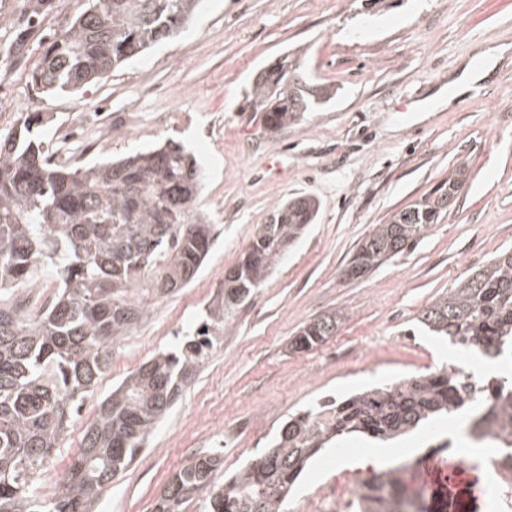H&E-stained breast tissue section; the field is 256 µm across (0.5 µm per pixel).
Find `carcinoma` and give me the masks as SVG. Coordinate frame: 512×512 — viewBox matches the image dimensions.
<instances>
[{
  "label": "carcinoma",
  "mask_w": 512,
  "mask_h": 512,
  "mask_svg": "<svg viewBox=\"0 0 512 512\" xmlns=\"http://www.w3.org/2000/svg\"><path fill=\"white\" fill-rule=\"evenodd\" d=\"M200 0H90L45 49L30 73L39 92L84 88L177 35ZM286 55L260 69L252 110L276 132L330 101L336 89L308 76ZM41 114H25L0 133V512H91L116 475L148 443L189 379L221 340L237 309L313 223L319 203L308 195L278 204L252 232L224 289L194 336L159 351L97 401L79 451L54 496L42 499L36 478L54 460L74 414L97 395L112 364V345L137 325L144 296L187 287L213 246L212 224L198 206L202 170L178 142L116 160L54 162L42 139ZM466 171L392 214L362 240L349 263L364 277L417 244L447 214ZM53 270L57 291L45 304L30 296L40 274ZM341 315L305 323L291 346L317 347L336 335ZM430 335L479 363L512 364V248L494 255L435 298L419 314ZM462 419L472 444L467 458L496 448L493 464L512 472V371L488 376L439 368L399 382L328 399L288 417L266 453L229 479H216L222 460L203 454L176 471L152 512H184L202 496L208 512H282L292 486L326 446L359 433L387 442L438 421ZM346 512H431L425 492L404 475L376 472L360 482Z\"/></svg>",
  "instance_id": "carcinoma-1"
}]
</instances>
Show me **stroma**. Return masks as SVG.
<instances>
[{"instance_id": "35a3bbf8", "label": "stroma", "mask_w": 512, "mask_h": 512, "mask_svg": "<svg viewBox=\"0 0 512 512\" xmlns=\"http://www.w3.org/2000/svg\"><path fill=\"white\" fill-rule=\"evenodd\" d=\"M87 0H0V130L43 113L57 159H115L175 139L204 172L200 201L214 247L194 282L150 304L112 347L105 394L143 361L194 333L224 286V272L256 225L296 195L316 197L315 224L288 249L241 306L220 343L135 462L100 495L93 512H151L170 476L204 453L224 475L268 449L288 415L329 397L468 357L425 335L420 311L490 256L512 247V0H202L178 37L107 79L60 96L38 92L29 74ZM490 74L450 104L448 84L489 48ZM306 53L310 73L338 95L305 121L271 133L248 95L260 67ZM469 177L448 214L418 244L351 280L345 269L375 225L447 181ZM343 320L317 348H289L311 318ZM86 400L38 478L51 498L95 414ZM416 431L379 456L347 438L322 450L295 484L284 512H336V491L425 454ZM489 464L468 468L445 497L448 512H498ZM486 495L473 499L471 484Z\"/></svg>"}]
</instances>
